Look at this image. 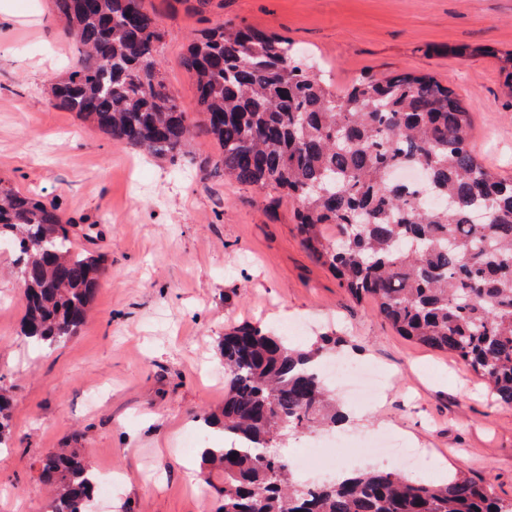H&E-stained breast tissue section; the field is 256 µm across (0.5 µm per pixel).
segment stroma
<instances>
[{
  "label": "stroma",
  "mask_w": 512,
  "mask_h": 512,
  "mask_svg": "<svg viewBox=\"0 0 512 512\" xmlns=\"http://www.w3.org/2000/svg\"><path fill=\"white\" fill-rule=\"evenodd\" d=\"M165 33L170 91L197 113L182 66L191 37L219 21L287 37L325 78L401 71L434 75L471 112V143L512 177V94L496 55L512 50V0H146ZM0 179L56 200L65 217L92 225L78 248L100 254L104 277L84 327L66 344L39 349L20 334L24 302L11 250L0 247V391L11 398L12 437L0 447V512H44L36 459L83 448L94 473L112 470L99 512H215L211 482L194 481L199 450L222 446L203 429L224 403L218 338L253 323L308 345L335 331L348 358L373 366L377 387L348 407L342 432L355 441L405 439L420 467L398 457L369 466L433 480L449 475L491 485L512 504V406L492 404L484 381L445 351L401 336L355 303L302 245L286 199L210 174V136L181 166L116 143L54 106L51 80L74 56L51 0H0ZM481 46V55H462Z\"/></svg>",
  "instance_id": "35a3bbf8"
}]
</instances>
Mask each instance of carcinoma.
<instances>
[{"label":"carcinoma","mask_w":512,"mask_h":512,"mask_svg":"<svg viewBox=\"0 0 512 512\" xmlns=\"http://www.w3.org/2000/svg\"><path fill=\"white\" fill-rule=\"evenodd\" d=\"M75 62L49 87L55 106L112 140L173 164L190 141L214 139L216 174L298 202L306 249L349 296L367 298L401 335L444 350L512 406V178L470 145L472 116L430 74L360 77L339 88L306 66L288 39L235 24L194 35L183 57L199 121L166 84L163 32L145 0H53ZM409 165L412 188L392 180ZM336 228L330 239L323 227ZM77 225L59 205L0 181V241L12 244L24 300L22 335L39 347L68 342L84 326L103 275L101 257L77 249ZM343 339L324 334L295 348L259 325L224 333V406L203 418L232 444L202 455L224 476L218 512H512L466 476L445 483L399 472L357 471L300 485L277 451L287 436L331 430L346 416L318 374ZM10 398L0 393V445ZM45 512H89L97 476L77 448L37 460Z\"/></svg>","instance_id":"cac0c4a2"}]
</instances>
